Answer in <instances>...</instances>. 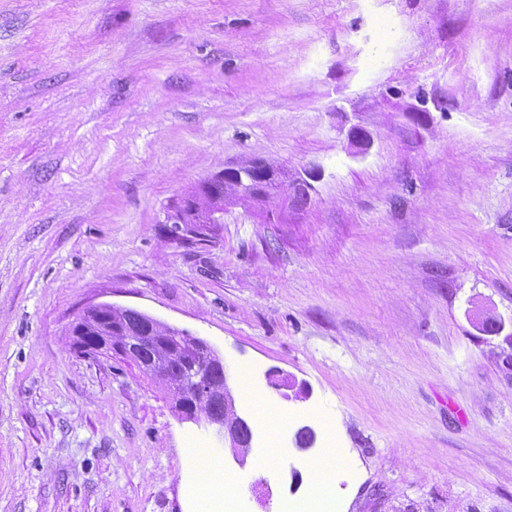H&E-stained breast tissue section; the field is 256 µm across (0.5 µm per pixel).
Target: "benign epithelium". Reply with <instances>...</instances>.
I'll list each match as a JSON object with an SVG mask.
<instances>
[{
	"label": "benign epithelium",
	"mask_w": 512,
	"mask_h": 512,
	"mask_svg": "<svg viewBox=\"0 0 512 512\" xmlns=\"http://www.w3.org/2000/svg\"><path fill=\"white\" fill-rule=\"evenodd\" d=\"M288 195L280 168L253 157L234 167L213 174L202 182L184 204L166 213V224H222L224 207L228 204L272 209L275 200ZM124 308L101 303L87 309L72 326L92 330L98 336L96 344L83 349L88 357L119 354L135 361L141 371L159 378L166 359L173 358L187 368L185 375L166 383L175 413L183 420L200 421L202 405L219 397L224 399V414H205V422L216 428L240 467H245L252 453V431L248 421L236 407L229 384L219 388L212 384V374L225 372L224 359L205 340L179 330L156 318L142 314L138 330H129L116 314ZM269 386L285 401H303L309 397L305 383H297L290 375L272 369L267 374Z\"/></svg>",
	"instance_id": "1"
}]
</instances>
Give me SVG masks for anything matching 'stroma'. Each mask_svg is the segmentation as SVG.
<instances>
[{"label":"stroma","instance_id":"35a3bbf8","mask_svg":"<svg viewBox=\"0 0 512 512\" xmlns=\"http://www.w3.org/2000/svg\"><path fill=\"white\" fill-rule=\"evenodd\" d=\"M254 156L305 189L165 223ZM98 303L223 357L246 467L74 348ZM486 310L512 319V0H0V512H193L201 471L281 512L323 460L328 512H512ZM267 380L269 386L285 401H303L309 397L305 382L297 384L293 376H284L279 370L271 369L267 374Z\"/></svg>","mask_w":512,"mask_h":512}]
</instances>
